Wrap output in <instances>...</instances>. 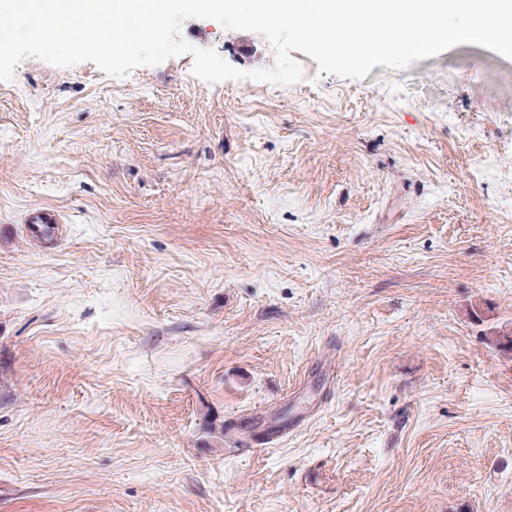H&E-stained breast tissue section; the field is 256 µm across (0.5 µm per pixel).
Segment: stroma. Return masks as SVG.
Wrapping results in <instances>:
<instances>
[{
    "label": "stroma",
    "instance_id": "obj_1",
    "mask_svg": "<svg viewBox=\"0 0 512 512\" xmlns=\"http://www.w3.org/2000/svg\"><path fill=\"white\" fill-rule=\"evenodd\" d=\"M291 56L0 82V512H512V61Z\"/></svg>",
    "mask_w": 512,
    "mask_h": 512
}]
</instances>
